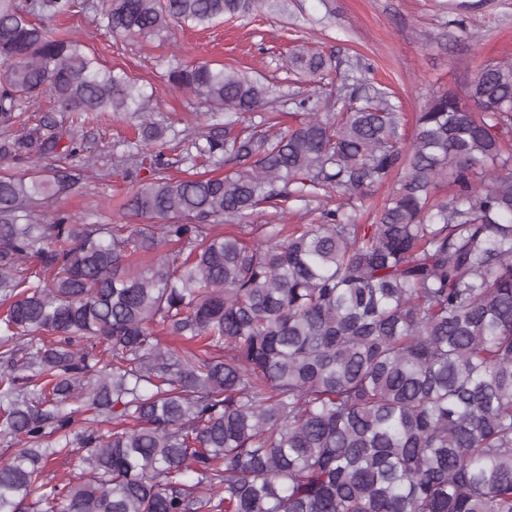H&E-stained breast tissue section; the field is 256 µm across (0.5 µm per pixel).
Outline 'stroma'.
Segmentation results:
<instances>
[{
    "label": "stroma",
    "mask_w": 512,
    "mask_h": 512,
    "mask_svg": "<svg viewBox=\"0 0 512 512\" xmlns=\"http://www.w3.org/2000/svg\"><path fill=\"white\" fill-rule=\"evenodd\" d=\"M61 36L80 37L101 64L124 69L154 96L164 127L207 131L213 121L192 95L173 86L175 61H211L258 74L289 92L328 94L343 76L363 71L395 95L407 117L437 92H463L476 70L512 58V0H286L283 12L225 16L207 29L173 31L164 41H141L107 32L93 9L54 20ZM292 51L322 53L327 69L297 77L281 67ZM133 121L103 113L87 128L93 155L83 180L60 199V210L101 224H125L119 205L150 177L127 178L114 160L137 139Z\"/></svg>",
    "instance_id": "35a3bbf8"
}]
</instances>
